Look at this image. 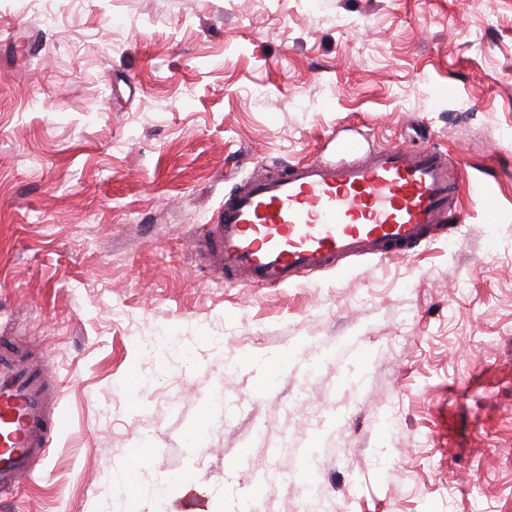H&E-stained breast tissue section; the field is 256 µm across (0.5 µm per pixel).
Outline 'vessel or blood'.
I'll return each mask as SVG.
<instances>
[{
  "mask_svg": "<svg viewBox=\"0 0 512 512\" xmlns=\"http://www.w3.org/2000/svg\"><path fill=\"white\" fill-rule=\"evenodd\" d=\"M340 160L265 162L224 197L205 247L236 285L281 287L352 258H404L443 237L465 180L461 157L437 148L339 147ZM44 358L0 336V498L14 497L66 431ZM176 512H201L193 485H162Z\"/></svg>",
  "mask_w": 512,
  "mask_h": 512,
  "instance_id": "obj_1",
  "label": "vessel or blood"
}]
</instances>
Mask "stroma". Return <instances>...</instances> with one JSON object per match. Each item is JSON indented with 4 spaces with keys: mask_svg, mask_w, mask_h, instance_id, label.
Listing matches in <instances>:
<instances>
[{
    "mask_svg": "<svg viewBox=\"0 0 512 512\" xmlns=\"http://www.w3.org/2000/svg\"><path fill=\"white\" fill-rule=\"evenodd\" d=\"M356 131L461 156L457 232L287 287L209 268L235 183ZM7 332L70 429L0 512H122L127 466L214 512H512V0H0Z\"/></svg>",
    "mask_w": 512,
    "mask_h": 512,
    "instance_id": "stroma-1",
    "label": "stroma"
}]
</instances>
